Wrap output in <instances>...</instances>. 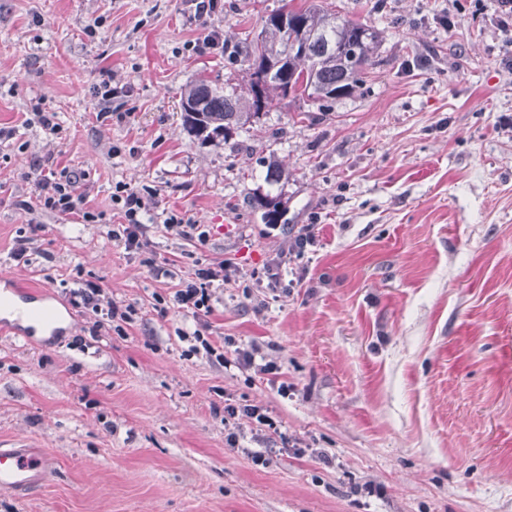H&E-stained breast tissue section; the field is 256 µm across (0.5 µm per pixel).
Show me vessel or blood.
Here are the masks:
<instances>
[{"label": "vessel or blood", "instance_id": "obj_1", "mask_svg": "<svg viewBox=\"0 0 512 512\" xmlns=\"http://www.w3.org/2000/svg\"><path fill=\"white\" fill-rule=\"evenodd\" d=\"M54 469L51 455L40 448H0V490L23 493L44 485Z\"/></svg>", "mask_w": 512, "mask_h": 512}]
</instances>
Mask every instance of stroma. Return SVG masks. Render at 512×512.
<instances>
[{
    "instance_id": "35a3bbf8",
    "label": "stroma",
    "mask_w": 512,
    "mask_h": 512,
    "mask_svg": "<svg viewBox=\"0 0 512 512\" xmlns=\"http://www.w3.org/2000/svg\"><path fill=\"white\" fill-rule=\"evenodd\" d=\"M284 2L0 0V128L15 131L0 139V294L44 288L60 317L44 336L0 322V448L56 460L42 487L0 491V512H512V53L498 4L326 0L381 33L361 87L313 120L302 102L273 104L234 152L188 135L182 88L246 84L224 49ZM272 158L288 172L273 185ZM40 162L82 174L106 223L23 210ZM119 182L152 191L154 221L208 225L206 245L157 230L169 274L154 277L108 235ZM257 193L281 197L285 226L251 210ZM308 224L313 244L289 253ZM284 252L287 292L256 286ZM225 258L236 271L210 340L259 347L278 375L184 357L193 319L155 308L195 260ZM85 280L133 305V322L94 330L65 297ZM228 397L264 406L277 433L229 447Z\"/></svg>"
}]
</instances>
